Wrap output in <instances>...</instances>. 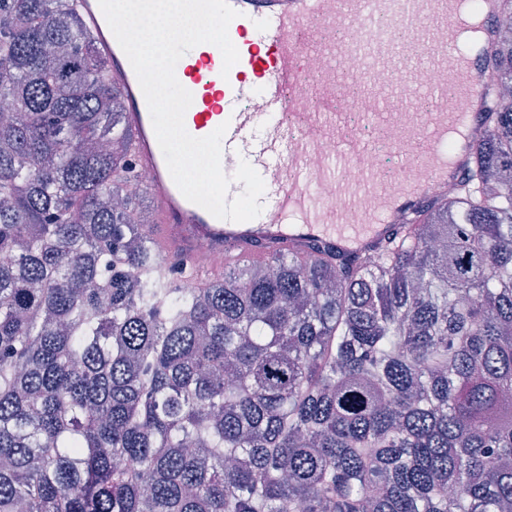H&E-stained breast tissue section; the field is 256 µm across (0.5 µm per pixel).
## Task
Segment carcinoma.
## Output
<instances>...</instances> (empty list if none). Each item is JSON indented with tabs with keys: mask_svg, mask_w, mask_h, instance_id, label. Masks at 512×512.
I'll return each mask as SVG.
<instances>
[{
	"mask_svg": "<svg viewBox=\"0 0 512 512\" xmlns=\"http://www.w3.org/2000/svg\"><path fill=\"white\" fill-rule=\"evenodd\" d=\"M375 251L166 254L77 0H0V512H512V34Z\"/></svg>",
	"mask_w": 512,
	"mask_h": 512,
	"instance_id": "carcinoma-1",
	"label": "carcinoma"
}]
</instances>
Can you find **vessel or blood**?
Returning <instances> with one entry per match:
<instances>
[{
    "mask_svg": "<svg viewBox=\"0 0 512 512\" xmlns=\"http://www.w3.org/2000/svg\"><path fill=\"white\" fill-rule=\"evenodd\" d=\"M238 16L228 34L239 61L223 72L221 51L203 43L176 64L179 83L193 100L186 131L201 138L219 125L221 165L234 174L247 161L265 183L261 214L246 222L214 217L188 201L173 181L159 147L136 73L117 42L98 0H79L95 50L108 63L107 80L125 97L124 121L135 134L134 163L151 172L149 196L157 210L159 241L168 253L215 254L245 249L255 255L288 244L327 246L342 255L376 250L401 224L442 198V186L460 181L468 158H457L448 130L464 129L469 143L484 133L491 105L490 47L497 40L504 0H473L484 34L472 42L461 24L460 0H229ZM347 27L340 44L324 31ZM321 61L317 83L306 81L305 53ZM361 73L379 72L390 84L409 83L419 67L436 77L424 86L435 101L421 112L395 95L380 96L367 117L400 157L390 182L365 163L370 147L350 124L352 100L341 80L350 62ZM254 81H246V73ZM331 144L320 161L318 141ZM419 167L420 178L404 176ZM329 186L334 200L315 192Z\"/></svg>",
    "mask_w": 512,
    "mask_h": 512,
    "instance_id": "1",
    "label": "vessel or blood"
}]
</instances>
